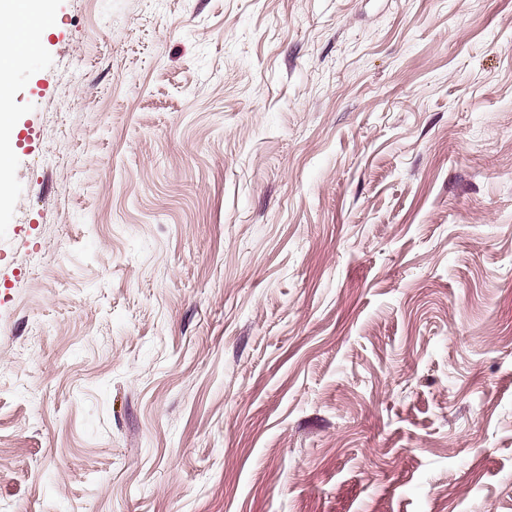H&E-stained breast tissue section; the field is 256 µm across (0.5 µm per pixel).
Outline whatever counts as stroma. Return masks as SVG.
Masks as SVG:
<instances>
[{
  "instance_id": "stroma-1",
  "label": "stroma",
  "mask_w": 512,
  "mask_h": 512,
  "mask_svg": "<svg viewBox=\"0 0 512 512\" xmlns=\"http://www.w3.org/2000/svg\"><path fill=\"white\" fill-rule=\"evenodd\" d=\"M45 2L0 512H512V0Z\"/></svg>"
}]
</instances>
